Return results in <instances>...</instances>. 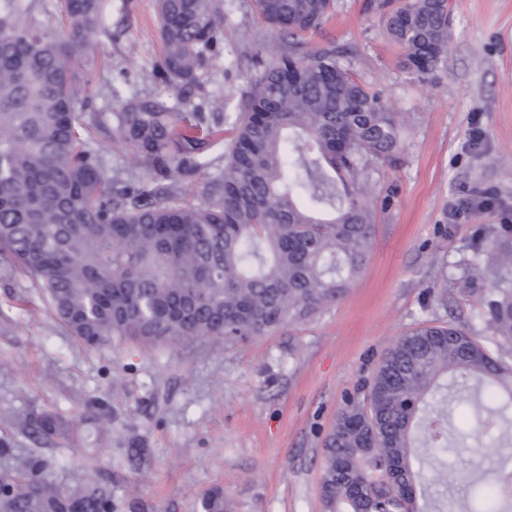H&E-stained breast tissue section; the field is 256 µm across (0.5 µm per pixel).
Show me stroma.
I'll return each mask as SVG.
<instances>
[{
  "instance_id": "obj_1",
  "label": "stroma",
  "mask_w": 512,
  "mask_h": 512,
  "mask_svg": "<svg viewBox=\"0 0 512 512\" xmlns=\"http://www.w3.org/2000/svg\"><path fill=\"white\" fill-rule=\"evenodd\" d=\"M224 41L198 70L192 108L235 116L255 71L280 39L252 0H212ZM450 53L423 81L401 65L375 0H336L313 44L335 43L363 84L404 116L392 163L374 174L373 249L363 272L310 318L245 342L201 339L85 346L64 328L36 282L0 279V475L42 460L44 476L70 490L105 480L113 512H203L213 489L224 512H322L324 443L345 394L369 378L398 336L456 324L506 364L512 346L493 336V280L482 256L512 241V0H449ZM105 31L83 65L90 74L81 112L85 134L112 176L131 177L112 137V114L135 95L175 103L158 76L162 43L156 0H101ZM481 150L462 145L472 121ZM494 194L497 206L449 221L451 202ZM25 412L62 416L69 433L33 440L15 425ZM451 404L448 448L426 449L419 512L465 504L470 475L489 477L512 458V433L497 419L470 425Z\"/></svg>"
}]
</instances>
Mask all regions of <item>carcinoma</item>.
Here are the masks:
<instances>
[{"label": "carcinoma", "instance_id": "cac0c4a2", "mask_svg": "<svg viewBox=\"0 0 512 512\" xmlns=\"http://www.w3.org/2000/svg\"><path fill=\"white\" fill-rule=\"evenodd\" d=\"M281 36L275 62L254 74L224 152V171L196 194L183 175L224 141V113L184 112L136 97L115 113L130 166L151 178L118 183L87 147L75 104L77 68L101 28L100 0H61L60 27L26 20L28 5L0 6V275L42 288L54 315L88 347L215 339L244 342L309 318L361 274L373 247L371 176L392 161L403 124L383 96L340 62L334 44L304 36L333 0H253ZM386 31L404 65L430 79L450 48L448 0H383ZM159 76L181 103L221 35L210 0H157ZM489 263L512 268V243H488ZM494 335L512 345V287L492 290ZM475 384L492 410H512V365L465 328L432 325L396 339L372 377L344 399L325 440L323 512H416L425 479L421 444L448 443V382ZM39 438L66 433L53 414L26 413ZM402 469L396 479L392 466ZM38 461L0 476V512H103L113 490L64 492ZM490 512H506L494 483Z\"/></svg>", "mask_w": 512, "mask_h": 512}]
</instances>
